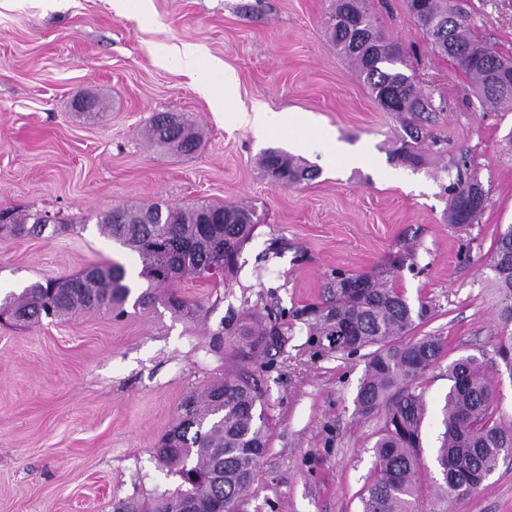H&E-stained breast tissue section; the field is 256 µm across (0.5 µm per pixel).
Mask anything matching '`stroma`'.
Listing matches in <instances>:
<instances>
[{
  "instance_id": "obj_1",
  "label": "stroma",
  "mask_w": 512,
  "mask_h": 512,
  "mask_svg": "<svg viewBox=\"0 0 512 512\" xmlns=\"http://www.w3.org/2000/svg\"><path fill=\"white\" fill-rule=\"evenodd\" d=\"M478 39L512 59V0H448ZM378 29L407 51L431 99L438 144L424 162H391L402 119L371 98L328 40L331 0H0V210L59 215L53 236L0 237V291H21L92 263L136 260L97 223L117 206L155 202L253 206L262 224L237 275L220 285L188 280L177 291L195 319L129 309L53 324H0V512H113L115 501L173 485L152 457L189 392L238 365L220 320L256 311L280 319L274 348L249 359L269 422L262 473L244 512H359L385 415L356 413L361 356L312 355L297 312L319 299L333 271L378 273L403 252L413 270L392 279L431 316L418 334L444 337L443 358L420 383L427 406L422 463L435 462L444 430L448 365L486 363L503 416L512 420V370L503 339L493 244L512 225V109L484 104L474 80L433 53L405 0H367ZM190 45L222 61L239 102L269 108L270 132L212 111L192 80L161 64L157 45ZM104 109L76 112V94ZM307 116L288 131L284 111ZM158 112L182 113L203 131L200 152L175 157L142 132ZM302 142L313 179L282 187L263 153ZM481 183L488 202L471 224L448 221L449 168ZM423 512H512V461L474 494L431 499Z\"/></svg>"
}]
</instances>
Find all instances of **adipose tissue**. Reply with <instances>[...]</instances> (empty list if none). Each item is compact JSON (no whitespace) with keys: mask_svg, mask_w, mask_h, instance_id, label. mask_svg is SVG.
<instances>
[{"mask_svg":"<svg viewBox=\"0 0 512 512\" xmlns=\"http://www.w3.org/2000/svg\"><path fill=\"white\" fill-rule=\"evenodd\" d=\"M168 65L188 72L195 80L198 89L205 93L213 111H232L235 98V82L222 64L203 62L194 51L186 50L166 56Z\"/></svg>","mask_w":512,"mask_h":512,"instance_id":"1","label":"adipose tissue"}]
</instances>
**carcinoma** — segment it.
<instances>
[{
  "label": "carcinoma",
  "instance_id": "obj_1",
  "mask_svg": "<svg viewBox=\"0 0 512 512\" xmlns=\"http://www.w3.org/2000/svg\"><path fill=\"white\" fill-rule=\"evenodd\" d=\"M408 12L432 48L475 79L482 102L512 106V60L472 37L467 18L448 10L447 0H423ZM336 49L350 58L371 94L387 112L405 117V135L394 142L392 159L413 167L424 161L418 144L435 142L429 128L432 103L409 82L401 46L382 36L366 0H333L325 21ZM145 138L175 156L198 152L202 132L184 115L159 112L144 129ZM262 168L288 186L315 176L314 170L281 150L264 153ZM450 221L471 224L485 209L487 196L477 180L450 184ZM479 204H474L475 198ZM0 232L14 237H40L49 228L47 213L6 212ZM104 233L134 253L137 278L146 288L134 307L146 313L162 304L178 317L194 318L196 306L175 291L185 280L232 278L247 242L260 224L252 208L197 202L190 206L152 204L118 206L96 215ZM501 295V321L512 324V225L495 238L492 263ZM127 271L118 263L92 264L84 271L35 282L19 293L0 298V321L23 324L65 319L81 312L125 315L131 295ZM421 301L414 308L404 292L380 274L337 271L324 284V300L306 309L307 346L319 354L350 357L363 354L364 377L356 396L357 413L370 417L386 409L374 443V466L363 494L361 512H418L420 502L439 488L445 499L475 492L512 459V421L498 410L483 361L461 355L448 364L444 432L436 462L442 483L422 471V427L426 402L419 383L443 356L440 336H415L429 315ZM235 343L253 352L278 344V322H259L251 313L230 331ZM263 394L247 371L213 380L182 400L176 422L153 449L157 466L177 478L174 487L155 492L148 501L130 497L114 512H184L188 501L198 512H241L243 496L259 475L269 448Z\"/></svg>",
  "mask_w": 512,
  "mask_h": 512
}]
</instances>
